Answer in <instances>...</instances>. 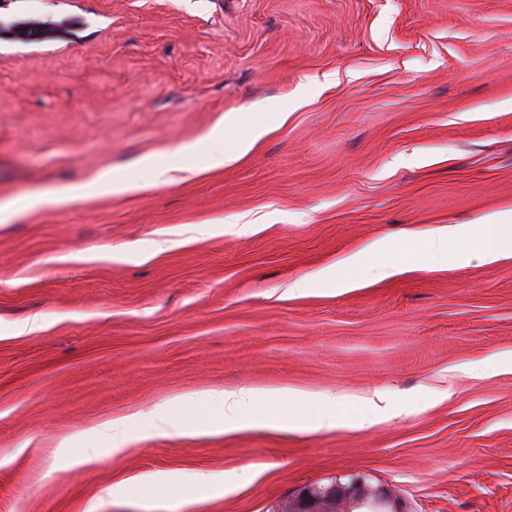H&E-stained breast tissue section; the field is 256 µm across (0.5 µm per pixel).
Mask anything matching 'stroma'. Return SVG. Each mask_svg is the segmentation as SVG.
Returning a JSON list of instances; mask_svg holds the SVG:
<instances>
[{
    "label": "stroma",
    "mask_w": 512,
    "mask_h": 512,
    "mask_svg": "<svg viewBox=\"0 0 512 512\" xmlns=\"http://www.w3.org/2000/svg\"><path fill=\"white\" fill-rule=\"evenodd\" d=\"M29 20L47 35H10ZM0 23L1 209L173 169L0 222V512H288L354 472L396 512H512V371L484 372L512 352V257L288 292L512 209V0H9ZM269 107L286 119L238 161L181 170L178 147ZM244 218L255 234L225 232ZM281 386L343 395L342 423L57 450L178 394ZM377 392L384 415L355 427ZM218 473L234 490L199 494ZM147 167L152 170V178L148 181H131L121 174L104 170L98 173L92 181L66 186L50 197L45 195L28 196L25 198L23 209L35 210L46 203L60 206L103 194L123 195L131 192L149 191L167 183V173L170 170L168 164L152 162Z\"/></svg>",
    "instance_id": "35a3bbf8"
}]
</instances>
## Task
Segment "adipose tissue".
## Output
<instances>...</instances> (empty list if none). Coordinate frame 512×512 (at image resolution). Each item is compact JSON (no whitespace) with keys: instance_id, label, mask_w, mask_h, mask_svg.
I'll return each mask as SVG.
<instances>
[{"instance_id":"1","label":"adipose tissue","mask_w":512,"mask_h":512,"mask_svg":"<svg viewBox=\"0 0 512 512\" xmlns=\"http://www.w3.org/2000/svg\"><path fill=\"white\" fill-rule=\"evenodd\" d=\"M269 129V123L264 120L236 133L217 126L207 133L206 138L223 142V152L203 154L198 143L184 146L183 152L194 157L193 172L202 173L235 162ZM150 168L151 179L142 182L104 170L88 183L64 187L51 196H28L24 207L30 211L47 203L60 206L103 194L149 191L166 184L168 164L154 162ZM473 246L488 263L505 255L512 256V209L490 214L476 224H443L412 233L406 247L401 249L384 239L376 241L314 277L295 281L292 289L302 292L313 287L352 288L357 284L356 273L369 265H376L381 276L390 277L405 266L418 263L423 255L433 265L448 267ZM342 403L341 396L334 393H311L294 387L184 393L157 405L145 423H138L128 416L109 418L76 434L74 439L63 440L58 448L63 456L77 453L82 461L95 462L103 455L102 449L93 445L97 439H111V451L118 454L132 439L166 434L173 429L190 434H222L268 427L289 429L304 410L309 411L316 428H332L337 424L336 409Z\"/></svg>"}]
</instances>
